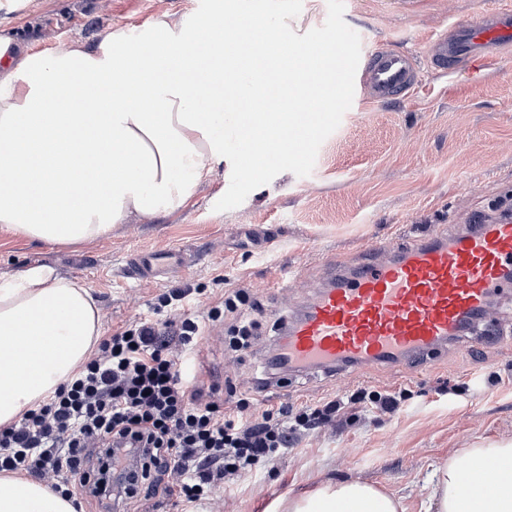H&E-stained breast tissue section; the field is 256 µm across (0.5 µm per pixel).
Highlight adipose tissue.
Segmentation results:
<instances>
[{"mask_svg":"<svg viewBox=\"0 0 512 512\" xmlns=\"http://www.w3.org/2000/svg\"><path fill=\"white\" fill-rule=\"evenodd\" d=\"M273 52L264 67L245 53L224 65L221 45L201 52L183 25L158 17L129 33L105 30L96 47L78 39L41 51L0 35V228L30 240L78 246L113 225L174 212L224 162V134L198 100L230 91L229 72L248 93L272 87L302 95L323 62L288 65ZM62 95L78 112L54 109ZM100 314L88 286L33 265L0 277V425L42 403L96 350ZM495 465L490 489L463 499L461 465H441L431 512H512V442L470 449ZM0 512H74L43 482L0 473ZM268 512H404L400 499L358 480L326 482L272 502Z\"/></svg>","mask_w":512,"mask_h":512,"instance_id":"obj_1","label":"adipose tissue"}]
</instances>
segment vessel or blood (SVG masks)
<instances>
[{
	"label": "vessel or blood",
	"mask_w": 512,
	"mask_h": 512,
	"mask_svg": "<svg viewBox=\"0 0 512 512\" xmlns=\"http://www.w3.org/2000/svg\"><path fill=\"white\" fill-rule=\"evenodd\" d=\"M512 46V0L458 24L430 45L440 71L496 62L499 45ZM366 99L406 97L422 81L417 56L387 48L362 53L356 73ZM367 261L328 260L324 283L303 306L290 310L278 346V374L335 376L431 358L460 338L465 327L492 313L496 296L512 288V222L478 224L463 232L426 233L405 241L371 243ZM180 253L136 255L132 273L157 277L182 267ZM491 466L464 465L462 493L486 484Z\"/></svg>",
	"instance_id": "obj_1"
}]
</instances>
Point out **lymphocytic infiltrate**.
I'll return each mask as SVG.
<instances>
[{"label":"lymphocytic infiltrate","mask_w":512,"mask_h":512,"mask_svg":"<svg viewBox=\"0 0 512 512\" xmlns=\"http://www.w3.org/2000/svg\"><path fill=\"white\" fill-rule=\"evenodd\" d=\"M198 293L184 285L160 294L154 310L164 321H139L103 338L41 405L0 426V471L26 474L69 498H98L108 512H124L130 499L161 486L183 503L210 500L223 512L216 488L273 464L346 408L399 410L395 394L376 390L259 414L242 398L226 410L198 386L191 365L202 338L228 315L236 323L226 348L250 349L259 304L238 288L196 309Z\"/></svg>","instance_id":"lymphocytic-infiltrate-1"}]
</instances>
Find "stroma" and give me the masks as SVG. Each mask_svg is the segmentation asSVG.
<instances>
[{
  "label": "stroma",
  "instance_id": "1",
  "mask_svg": "<svg viewBox=\"0 0 512 512\" xmlns=\"http://www.w3.org/2000/svg\"><path fill=\"white\" fill-rule=\"evenodd\" d=\"M489 0H345L343 18L364 48L423 53L429 40L486 9ZM199 0H0V29L41 50L78 38L95 44L106 28L132 30L160 15L186 22ZM230 165L218 167L193 200L169 214L118 224L82 246L25 240L0 230V276L47 264L87 284L109 336L153 316L168 289L189 283L217 295L242 288L262 306L257 343L228 353L220 330L201 342L197 361L218 397L250 398L260 409L315 405L358 390L403 391L393 413L350 408L303 436L269 468L219 490L224 512H266L280 497L316 484L362 480L427 512L436 468L465 449L512 441V296L496 298L488 337L448 343L430 367L289 378L283 391L257 392L263 353L275 338L277 307L300 305L318 287L328 258L354 257L372 241L421 231H458L491 198L512 194V62L478 78L426 74L400 102H353L321 145L312 173L289 172L253 190L237 208L215 210ZM184 249L188 268L152 282L128 272L139 252ZM295 284L279 287L283 269Z\"/></svg>",
  "mask_w": 512,
  "mask_h": 512
}]
</instances>
